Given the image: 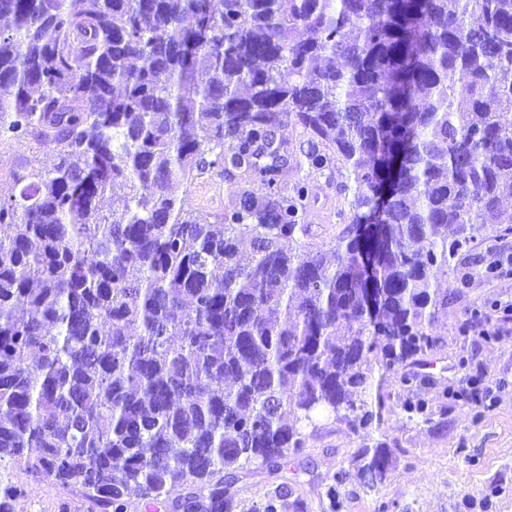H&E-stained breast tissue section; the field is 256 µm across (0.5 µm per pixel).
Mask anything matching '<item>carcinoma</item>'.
<instances>
[{"label":"carcinoma","instance_id":"carcinoma-1","mask_svg":"<svg viewBox=\"0 0 512 512\" xmlns=\"http://www.w3.org/2000/svg\"><path fill=\"white\" fill-rule=\"evenodd\" d=\"M0 18V142L56 156L0 199V464L90 512L133 491L234 512L237 473L280 467L324 414L382 482L391 445L363 430L391 385L431 381L435 273L512 234V0H0ZM291 121L308 168L347 178L326 250L308 187L282 179ZM211 171L243 183L212 221L171 192ZM294 494L254 512H304ZM24 496L0 487V512Z\"/></svg>","mask_w":512,"mask_h":512}]
</instances>
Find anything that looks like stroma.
<instances>
[{"label":"stroma","mask_w":512,"mask_h":512,"mask_svg":"<svg viewBox=\"0 0 512 512\" xmlns=\"http://www.w3.org/2000/svg\"><path fill=\"white\" fill-rule=\"evenodd\" d=\"M52 160V150L34 139L1 143L0 198L16 192L19 177L49 168ZM285 176L292 183H307L310 204L303 221L310 226L312 242L329 248L338 230L337 211L344 204L338 190L341 174L292 164ZM236 188V179L211 173L176 185L174 191L188 197L197 211L218 214L233 208ZM436 278L453 301L447 322L438 327L444 346L430 369L432 384L419 395L434 408H447L445 431L433 433L421 419H407L398 410L385 414L382 430L398 449L386 478L369 488L350 473L360 437L346 423L325 421L303 451L288 455L280 468L253 465L239 472L236 512H253L265 494L284 483L297 489L307 512H333L324 488L341 470L349 477L339 489L340 512H512V322L489 340L460 330L473 311L491 312L495 301L512 295V277L475 274L465 288L455 271L437 273ZM465 386L482 396L495 394V403L455 400L453 391ZM0 478L26 488L15 512H60L65 502L71 503V512H87L74 493L19 469L1 468Z\"/></svg>","instance_id":"1"}]
</instances>
